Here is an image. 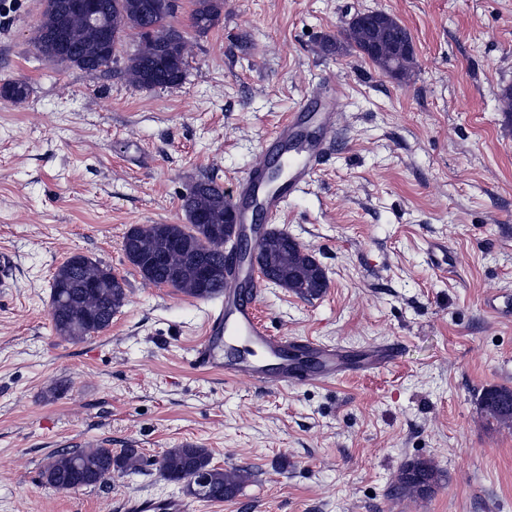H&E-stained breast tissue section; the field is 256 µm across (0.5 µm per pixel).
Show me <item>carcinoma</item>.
<instances>
[{"mask_svg": "<svg viewBox=\"0 0 512 512\" xmlns=\"http://www.w3.org/2000/svg\"><path fill=\"white\" fill-rule=\"evenodd\" d=\"M148 24L156 30V40L137 31L140 25L138 0H101L104 5L102 23H122L124 30L135 31L138 45L127 58L126 72L130 81L145 89H166L182 84L186 77L188 54L184 44H170L163 39L174 25L171 16L152 0ZM216 0H194L190 26L198 34H206L219 25ZM59 21L42 15L33 36L35 49L40 50L48 36L58 28ZM100 29L88 23L79 12L68 14L63 26L65 50L72 48L95 57L99 69L112 65L111 55L97 53ZM44 50V49H42ZM58 52L44 50L42 57L56 60ZM28 95V85L8 81L0 85V97L15 102ZM183 210L188 224H150L137 227L124 237V252L143 280L167 286L185 295L210 300L224 287V217L231 213V204L224 187L213 180L197 181L183 197ZM205 212L210 223L199 224L196 214ZM261 249L273 268L280 286L307 298L321 295L327 280L320 264L304 249L285 239V232L274 230L261 243ZM211 266L212 275L206 287H201V262ZM127 300L124 279L98 260L73 255L53 274L51 285L50 321L54 334L64 340L81 341L100 333L112 324L114 316ZM481 413L501 424L512 422V387L491 385L477 399ZM142 456L135 448L120 453L101 445L66 449L51 454L42 470L45 482L57 490H70L76 484L84 487L104 484L112 472H136ZM160 470L166 480L184 486L188 495L212 500L236 497L251 479L246 469L224 470L212 465L207 449L193 444L168 449L161 458ZM203 474L204 489L189 480L195 473ZM80 482H75V479ZM443 480V473L425 460L405 463L390 494L395 497L418 495L426 497Z\"/></svg>", "mask_w": 512, "mask_h": 512, "instance_id": "cac0c4a2", "label": "carcinoma"}]
</instances>
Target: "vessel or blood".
Wrapping results in <instances>:
<instances>
[{"instance_id": "b4317fda", "label": "vessel or blood", "mask_w": 512, "mask_h": 512, "mask_svg": "<svg viewBox=\"0 0 512 512\" xmlns=\"http://www.w3.org/2000/svg\"><path fill=\"white\" fill-rule=\"evenodd\" d=\"M336 129V113L328 109L318 111L312 105L291 114L286 123L278 127L270 138L268 147L287 151L292 143H300L299 155L288 165V177L277 189H269L264 178L265 164H258L240 180L231 200L236 223L244 225L252 240H261L263 226L254 222L256 209L266 215L276 214L284 200L299 191L312 176L325 140ZM247 269H240L229 276L221 292L220 308L212 311L204 325V336L196 346V360L223 370L226 379L246 378L263 385L273 382L293 384L299 379L294 366L296 352H309L316 357V378L329 380L353 370H380L397 358L394 347L383 345L370 351L360 366L350 364L340 348H328L311 340H292L276 336L261 323L257 310V292L242 294ZM269 356H279L283 365L278 376H269L261 365L250 359L254 351ZM127 512H188L184 501L177 499L132 498Z\"/></svg>"}]
</instances>
